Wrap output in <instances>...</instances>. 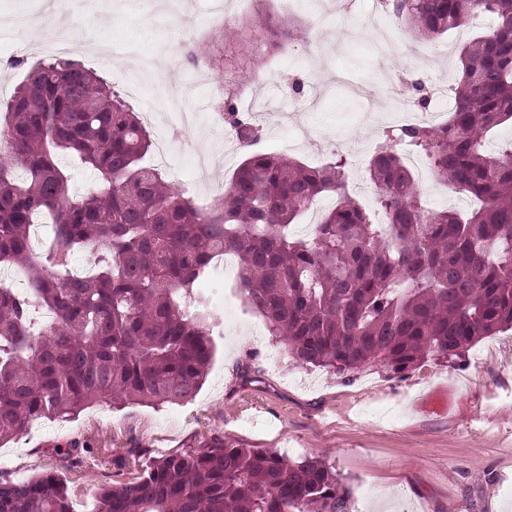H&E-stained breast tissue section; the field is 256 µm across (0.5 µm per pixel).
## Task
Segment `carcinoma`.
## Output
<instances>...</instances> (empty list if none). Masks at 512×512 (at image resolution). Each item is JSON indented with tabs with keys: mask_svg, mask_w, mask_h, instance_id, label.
<instances>
[{
	"mask_svg": "<svg viewBox=\"0 0 512 512\" xmlns=\"http://www.w3.org/2000/svg\"><path fill=\"white\" fill-rule=\"evenodd\" d=\"M387 11L424 38L482 16L492 24L460 50L447 121L383 131L368 164L381 222L349 195L343 157L309 167L249 151L224 193L199 206L142 164L150 134L96 71L59 56L30 68L0 102V266L23 268L28 281L23 294L0 286V443L34 418L99 401L192 398L215 352L201 286L228 254L236 288L301 365L405 371L512 328V148L485 149L487 133L512 122V0H388ZM230 28L220 56L199 51L226 76L253 72L297 32L269 14ZM225 94L228 126L256 145L261 129L233 104L234 84ZM407 151L481 206L428 211ZM63 155L95 173L87 194H69ZM323 195L334 207L296 237ZM40 217L52 224L43 256L30 241ZM81 249L96 253L89 274L70 269ZM348 501L319 458L214 444L97 488L90 512H349ZM0 512L74 510L65 481L46 473L1 480Z\"/></svg>",
	"mask_w": 512,
	"mask_h": 512,
	"instance_id": "1",
	"label": "carcinoma"
}]
</instances>
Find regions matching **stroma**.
<instances>
[{"mask_svg": "<svg viewBox=\"0 0 512 512\" xmlns=\"http://www.w3.org/2000/svg\"><path fill=\"white\" fill-rule=\"evenodd\" d=\"M329 0H295L291 15L301 33L285 51L256 67L257 80L236 100L239 111L260 102L265 111L258 150L286 155L311 167L336 157L350 163L349 192L373 210L376 188L365 166L394 103L383 91L394 82L411 110L448 118L438 83L455 84L458 51L475 31L464 27L424 39L387 23L378 31L377 0H353L328 13ZM12 31L0 39V101L22 75L8 66L13 41L36 61L55 39L80 45L84 66L139 90L134 106L154 143L165 144L171 184L199 197L220 195L245 155L212 125L213 89L223 76L200 70L199 44L222 49L223 22L210 0H0V18ZM387 33L400 50L378 55ZM182 61L170 67L167 54ZM174 84L191 85L184 105L198 111L196 126L178 125L167 98ZM220 335L206 381L192 400L158 408L98 402L79 415L36 419L40 432L20 433L0 451L10 467L0 480L25 481L46 472L65 480L74 512H87L98 486L138 476L149 459L206 447L219 440L247 448H273L293 461L319 457L333 466L349 493L350 512H512V331L487 338L452 360L429 358L397 374L373 366L346 379L299 365L270 336L264 319L233 293L209 289Z\"/></svg>", "mask_w": 512, "mask_h": 512, "instance_id": "stroma-1", "label": "stroma"}]
</instances>
